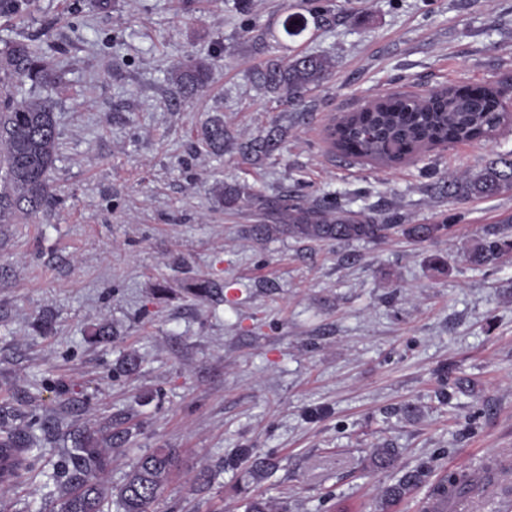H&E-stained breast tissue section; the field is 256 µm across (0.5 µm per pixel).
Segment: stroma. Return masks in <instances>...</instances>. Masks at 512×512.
Wrapping results in <instances>:
<instances>
[{"label": "stroma", "mask_w": 512, "mask_h": 512, "mask_svg": "<svg viewBox=\"0 0 512 512\" xmlns=\"http://www.w3.org/2000/svg\"><path fill=\"white\" fill-rule=\"evenodd\" d=\"M303 30L286 34L289 14ZM47 46L56 200L0 224V415L40 421L36 481L0 492V512H54L53 474L69 430H130L110 451L119 484L136 458L172 449L155 512H421L448 471L506 459L512 480V258L477 267L468 250L512 220V190L458 201L442 178L512 154V124L491 138L430 148L388 167L335 151V118L394 93L506 90L512 113V0H31L0 17V41ZM330 61L291 105L253 73L268 56ZM211 56L212 80L182 100L168 80L185 56ZM221 117L216 155L202 124ZM286 135L269 159L241 143ZM261 204L222 208L221 185ZM404 224H441L417 243L395 229L372 242L255 239L282 194ZM443 258L436 267L434 258ZM225 287L197 298L194 284ZM49 316L51 329L32 324ZM110 324L111 343L90 337ZM138 366L123 373L124 356ZM398 450L393 466L375 449ZM424 485L382 508L406 470Z\"/></svg>", "instance_id": "obj_1"}]
</instances>
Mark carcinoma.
<instances>
[{
    "label": "carcinoma",
    "instance_id": "obj_1",
    "mask_svg": "<svg viewBox=\"0 0 512 512\" xmlns=\"http://www.w3.org/2000/svg\"><path fill=\"white\" fill-rule=\"evenodd\" d=\"M29 0H0L1 16H18ZM329 65L313 55L296 56L289 61L273 56L257 71L260 85L292 104L324 79ZM210 59L191 57L169 72L168 80L185 99L203 93L209 86ZM62 70L46 60L41 49L26 39L10 41L0 48V224H13L20 215L32 216L54 200L48 179L59 151V133L50 98L39 89L62 84ZM504 111L498 94L450 92L434 99L409 101L389 96L380 103L348 114L343 124L331 126L328 136L334 149L344 155L363 157L381 165H396L434 142H473L489 137L502 124ZM283 130L275 127L266 135L240 145L247 161L272 155L280 146ZM224 121L213 119L202 130V144L215 154L224 153ZM512 190V155L489 161L478 173L459 181L448 180V194L466 200L491 197ZM217 201L234 210L243 201L258 199L256 193L235 186L215 190ZM275 224H254L250 232L259 239L286 233L307 240L352 242L380 238L402 228L417 242L430 241L445 229L439 224H379L371 216L349 215L337 201L302 205L283 196L275 208ZM512 254V225L485 230L469 252L475 266L493 264ZM68 463L55 474L60 491V512H105L108 504L115 512H152V506L166 485L175 465L169 448H155L141 455L124 481L113 487L106 483L109 449L96 433L75 430ZM31 435L0 418V486L32 470L22 455L31 448ZM424 468L409 470L382 495V504L392 506L420 484ZM466 474L457 473L435 484L430 496H458L467 493Z\"/></svg>",
    "mask_w": 512,
    "mask_h": 512
}]
</instances>
